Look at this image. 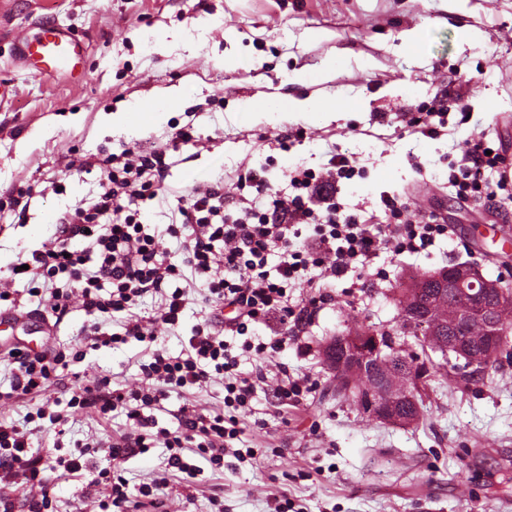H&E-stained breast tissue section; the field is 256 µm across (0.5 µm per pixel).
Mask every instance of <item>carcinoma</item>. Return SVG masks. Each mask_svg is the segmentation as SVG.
Instances as JSON below:
<instances>
[{"label": "carcinoma", "instance_id": "obj_1", "mask_svg": "<svg viewBox=\"0 0 512 512\" xmlns=\"http://www.w3.org/2000/svg\"><path fill=\"white\" fill-rule=\"evenodd\" d=\"M469 297L458 288H444L437 283H427L421 277L414 276L399 289L398 328L394 331L373 330L363 324L356 325L347 332L349 336H377L385 348L392 349L393 336L409 335L414 338L416 345L421 349L424 359L431 360L430 354L438 353L443 360H448L444 346L451 340L460 342L468 353L482 355L487 363H492V352L497 343L508 344V337L512 335V307L500 308L496 312L497 320L501 324L506 336L496 341L488 336L484 326L479 322H473L466 327H461L457 322L458 314L466 307ZM414 323L410 332L403 330L405 322ZM401 352L391 355H383L384 363L378 375L357 377L354 384L342 378L336 373V365L341 359V350L336 347L326 346L324 349V361L331 371L332 384L331 396L336 398L352 395L355 403L362 401L364 390L380 388V391L392 390L397 400L398 412L405 417V423H417L422 416L421 395L416 392L415 386L407 385L408 376H419V372L426 370L425 363L418 362V355L410 354L411 362L400 358ZM448 387L455 389H468L479 383L474 376L452 364L449 366Z\"/></svg>", "mask_w": 512, "mask_h": 512}]
</instances>
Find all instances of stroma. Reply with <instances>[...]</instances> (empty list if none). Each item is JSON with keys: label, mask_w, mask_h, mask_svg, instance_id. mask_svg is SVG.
Here are the masks:
<instances>
[{"label": "stroma", "mask_w": 512, "mask_h": 512, "mask_svg": "<svg viewBox=\"0 0 512 512\" xmlns=\"http://www.w3.org/2000/svg\"><path fill=\"white\" fill-rule=\"evenodd\" d=\"M40 25L83 42L75 72L41 76L17 61V39ZM414 28L422 43L411 56L403 41ZM230 55L250 59V67L225 69ZM331 57L336 67L329 70ZM297 71L307 84L288 83ZM0 82L12 90L0 104V285L17 292L15 302H0V313L31 316L23 328L0 323V424L20 426L41 406L66 402L78 380L136 383L154 348L179 354L214 308L206 288H195L179 327L157 328L153 345L131 340L86 349L87 317L77 307L52 334L43 332L38 301L11 267L48 243L61 212L94 200L100 173L85 171V160L127 146L166 147L162 199L141 205L144 223L162 231L199 183L221 182L224 208L234 213L252 194L239 182L247 172L283 190L289 170L323 172L336 153L355 170L336 185L346 213L388 223L386 194L412 214L438 215L447 239L414 254L380 253L361 276L316 277L290 289L288 304L297 311L318 294L328 300L276 354L268 385L239 415L243 445L256 449L255 459L225 456L222 472L204 471L192 484L171 478L158 495L167 512H275L282 501L288 512H512L511 362L501 361L488 380L465 391H449L441 374L431 375L423 421L401 427L360 417L352 400L327 397L331 375L322 355L331 337L355 324L395 327L396 297L410 277L454 263L475 264L489 279L512 268L500 232L512 228V183L491 200H462L448 186L449 162L475 138L502 147L512 164V0H11L0 13ZM280 95L342 98L355 109L323 120L267 122L243 108ZM169 96L179 104L160 123L136 134L113 127L116 112ZM436 99L452 109L430 135L420 116ZM183 127L192 141L174 143ZM27 188L32 197L22 211L13 201ZM47 344L83 356L40 396L17 398L10 349L36 352ZM283 368L308 385L288 408L278 407L270 387ZM187 403L223 410L224 387L171 396L159 426L175 428L174 415ZM129 429L116 413L80 415L60 435L35 430L30 452L46 468L52 512H90L107 494L88 471L68 474L58 464L78 457L88 439L103 444L93 457L97 467L118 471L130 489L164 471L162 447L110 460L105 442Z\"/></svg>", "instance_id": "1"}]
</instances>
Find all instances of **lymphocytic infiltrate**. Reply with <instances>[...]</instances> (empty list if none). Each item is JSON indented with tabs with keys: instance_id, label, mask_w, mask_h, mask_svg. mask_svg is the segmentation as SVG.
Masks as SVG:
<instances>
[{
	"instance_id": "lymphocytic-infiltrate-1",
	"label": "lymphocytic infiltrate",
	"mask_w": 512,
	"mask_h": 512,
	"mask_svg": "<svg viewBox=\"0 0 512 512\" xmlns=\"http://www.w3.org/2000/svg\"><path fill=\"white\" fill-rule=\"evenodd\" d=\"M165 156L162 147L147 154L129 148L108 155L102 192L91 206H77L57 217L49 245L32 253L24 276L31 296H48L46 316L58 322L68 314L72 294H79L89 318L84 340L96 348L131 339L155 342L154 332L140 321L128 320L119 333L107 326L113 314L130 310L148 293L161 295L160 319L172 328L179 325L191 290L200 283L217 308L231 309L230 317L193 328L178 355L153 351L150 362L141 367L138 388L115 389L106 379L77 386L64 409L38 414L56 426L78 413L105 418L124 412L137 434L113 439L111 459L123 460L160 444L169 453L168 468L194 479L204 467L223 468L226 453L241 461L254 456L253 449L237 446L242 429L236 413L248 406L265 374L260 368L251 375L240 372L237 353L242 350L262 360L285 348L289 328L300 321L288 305L289 288L313 268H325L340 278L355 264L369 269L385 249L397 255L420 252L447 237L448 227L431 216L403 219L404 204L390 198L384 205L393 223L364 224L356 215L345 214L328 182L352 175L353 168L346 158L334 157L326 175L300 166L289 172L290 190L283 194L273 193L263 177L249 175L256 195L236 216L224 211L220 183L195 185L161 233L142 223L139 204L157 198L162 190ZM448 182L457 197L467 199L486 194L491 185L511 183L512 168L500 152L489 151L477 139L460 163L451 164ZM167 236L177 239L176 250L163 247ZM251 324L264 325L273 340L247 339L233 349L228 335L242 333ZM11 355L18 363L12 390L20 397L40 396L69 368L65 351L54 347L35 355L16 348ZM216 375L224 379L223 411L184 406L177 430L159 426L155 413L165 399L206 388ZM30 435V430L0 425V512H14L6 488L16 478L41 489L47 486L39 459L29 453ZM192 454L201 457V464L189 462ZM91 474L94 483L110 488L108 498L99 503L101 512H140L146 502L162 512L164 503L153 490L167 484L166 473L134 492L110 469L95 468Z\"/></svg>"
}]
</instances>
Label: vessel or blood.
I'll return each mask as SVG.
<instances>
[{
	"instance_id": "b4317fda",
	"label": "vessel or blood",
	"mask_w": 512,
	"mask_h": 512,
	"mask_svg": "<svg viewBox=\"0 0 512 512\" xmlns=\"http://www.w3.org/2000/svg\"><path fill=\"white\" fill-rule=\"evenodd\" d=\"M19 57L41 75L72 71L84 48L79 40L52 27L41 28L33 36L19 40Z\"/></svg>"
}]
</instances>
